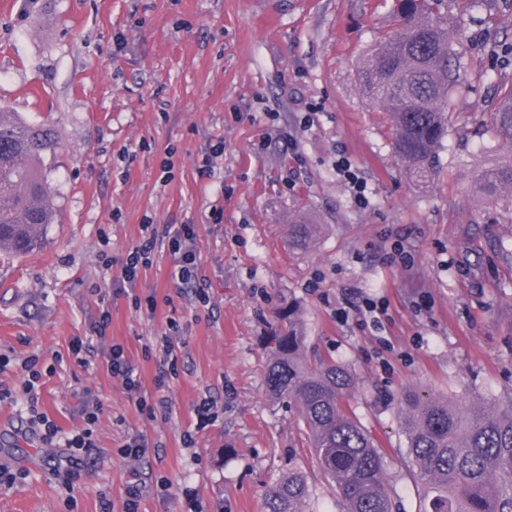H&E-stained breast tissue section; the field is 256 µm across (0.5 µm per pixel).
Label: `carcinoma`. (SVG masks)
<instances>
[{
	"instance_id": "cac0c4a2",
	"label": "carcinoma",
	"mask_w": 512,
	"mask_h": 512,
	"mask_svg": "<svg viewBox=\"0 0 512 512\" xmlns=\"http://www.w3.org/2000/svg\"><path fill=\"white\" fill-rule=\"evenodd\" d=\"M444 0H397L398 28L360 70L362 91L389 113L393 148L407 176L426 184L449 132L447 100L457 82L452 60L458 40L440 12ZM494 131L512 143V85L498 92ZM55 149L49 128L0 111V253L18 256L41 244L52 208L42 170ZM478 189L488 198L512 192V161L486 168ZM318 225H288V245L307 249ZM273 337L266 383L292 400L310 439L314 467L328 480L342 512H392L395 489L371 433L348 409L354 386L332 359L304 356L299 311L290 305ZM408 476L419 492L418 512H512V399L504 406L458 407L446 396L411 394L401 408ZM306 474L290 469L265 489V512H303Z\"/></svg>"
}]
</instances>
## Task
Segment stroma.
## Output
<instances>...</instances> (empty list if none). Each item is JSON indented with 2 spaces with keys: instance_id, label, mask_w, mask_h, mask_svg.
I'll return each instance as SVG.
<instances>
[{
  "instance_id": "1",
  "label": "stroma",
  "mask_w": 512,
  "mask_h": 512,
  "mask_svg": "<svg viewBox=\"0 0 512 512\" xmlns=\"http://www.w3.org/2000/svg\"><path fill=\"white\" fill-rule=\"evenodd\" d=\"M459 21L450 133L431 182L410 180L388 116L359 70L396 24L395 0H0V109L56 137L44 176L53 223L40 249L0 259V389L21 364L46 371L39 409L63 430L101 410L96 446L65 480L67 449L32 445L25 403H0V512H101L143 489L139 512H264L267 483L308 470L305 512H339L313 469L294 404L269 395L278 314L297 306L309 359L348 368L349 409L383 456L400 512H417L399 414L408 391L467 401L512 394V207L482 196L479 171L512 157L495 137L496 89L512 83V0H474ZM364 182L359 206L336 170ZM310 215V249L287 230ZM146 224H192L209 284L200 303L156 248L135 295L121 263ZM403 243L407 263L392 260ZM154 297V310L136 298ZM383 300L372 321L362 298ZM111 323L105 339L96 324ZM175 370L157 388L168 322ZM121 344L141 391L170 410L148 417L101 354L76 364L70 343ZM211 398L210 424L195 406ZM191 446H184V433ZM154 451L122 458L127 435Z\"/></svg>"
}]
</instances>
